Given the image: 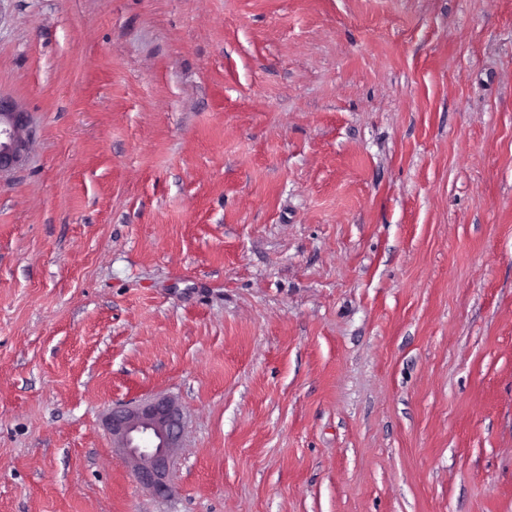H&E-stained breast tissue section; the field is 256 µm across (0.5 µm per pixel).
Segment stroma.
Segmentation results:
<instances>
[{"label":"stroma","instance_id":"obj_1","mask_svg":"<svg viewBox=\"0 0 512 512\" xmlns=\"http://www.w3.org/2000/svg\"><path fill=\"white\" fill-rule=\"evenodd\" d=\"M0 94V512H512V0H0ZM30 116L11 97L0 95V172L22 161L29 148ZM105 425L141 486L152 495H166L170 464L184 427L174 400L157 396L135 406L115 407Z\"/></svg>","mask_w":512,"mask_h":512}]
</instances>
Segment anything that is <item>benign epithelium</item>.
I'll return each mask as SVG.
<instances>
[{
    "label": "benign epithelium",
    "mask_w": 512,
    "mask_h": 512,
    "mask_svg": "<svg viewBox=\"0 0 512 512\" xmlns=\"http://www.w3.org/2000/svg\"><path fill=\"white\" fill-rule=\"evenodd\" d=\"M29 124V114L12 98L0 95V172L24 158ZM105 425L141 486L155 496L166 495L170 464L183 434L181 410L174 400L157 396L135 406L115 407Z\"/></svg>",
    "instance_id": "obj_1"
}]
</instances>
